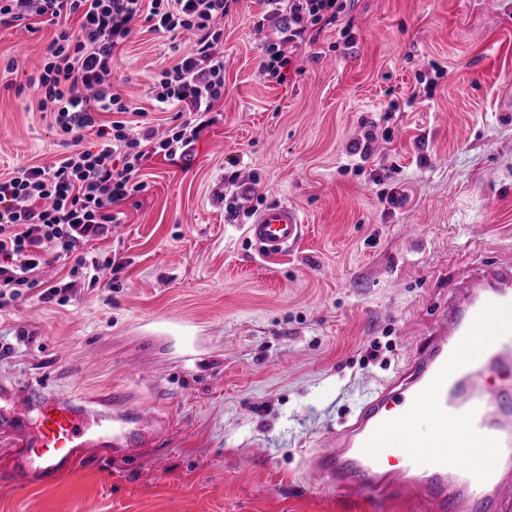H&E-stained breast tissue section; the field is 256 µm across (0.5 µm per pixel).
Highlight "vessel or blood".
Listing matches in <instances>:
<instances>
[{"instance_id": "1", "label": "vessel or blood", "mask_w": 512, "mask_h": 512, "mask_svg": "<svg viewBox=\"0 0 512 512\" xmlns=\"http://www.w3.org/2000/svg\"><path fill=\"white\" fill-rule=\"evenodd\" d=\"M304 219L285 202L255 213L247 233L261 256L288 249ZM465 290L424 349L407 384H383L354 415L335 448L312 459L333 485L384 495L412 490L437 512H512V482L497 460L512 449V393L489 374H512V265H483L453 283ZM37 423L0 415V438L23 450L14 467L50 484L77 448L151 447L167 426L116 392L98 409L52 399Z\"/></svg>"}]
</instances>
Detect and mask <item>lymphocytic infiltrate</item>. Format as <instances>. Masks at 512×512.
<instances>
[{"label":"lymphocytic infiltrate","instance_id":"lymphocytic-infiltrate-1","mask_svg":"<svg viewBox=\"0 0 512 512\" xmlns=\"http://www.w3.org/2000/svg\"><path fill=\"white\" fill-rule=\"evenodd\" d=\"M237 0H0V26L45 19L55 32L37 78L38 108L69 137L70 151L50 163L22 165L0 178V309L23 298L43 264L74 260L69 279L44 296L67 303L72 277L97 283L102 268L86 247L120 223L118 204L145 191V166L155 156L186 161L224 96L222 19ZM257 28L267 30L260 71L283 80L290 49L315 44L340 25L349 0H264ZM78 27H71V17ZM158 35H185L187 52L158 71L149 87L154 105L168 113L163 131L132 133L128 115L140 109L112 79V69L140 27ZM116 113L110 124L99 114ZM95 141H87V134Z\"/></svg>","mask_w":512,"mask_h":512}]
</instances>
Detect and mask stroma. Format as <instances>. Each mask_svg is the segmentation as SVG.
I'll use <instances>...</instances> for the list:
<instances>
[{
    "mask_svg": "<svg viewBox=\"0 0 512 512\" xmlns=\"http://www.w3.org/2000/svg\"><path fill=\"white\" fill-rule=\"evenodd\" d=\"M263 10L239 0L223 19L224 96L190 160L154 157L90 245L118 262L111 287L79 279L67 305L44 301L71 267L53 262L0 309V405L26 416L36 395L95 406L123 390L170 419L164 445L82 450L44 485L0 444V512H429L411 492L330 490L309 459L421 349L453 280L512 263V0H355L353 46L326 29L279 82L259 71ZM52 33L0 27V176L65 150L27 84ZM171 56L142 33L112 73L157 126L148 87ZM367 118L377 138L355 170ZM232 171L250 188L233 223ZM273 201L305 223L265 259L245 230Z\"/></svg>",
    "mask_w": 512,
    "mask_h": 512,
    "instance_id": "stroma-1",
    "label": "stroma"
}]
</instances>
